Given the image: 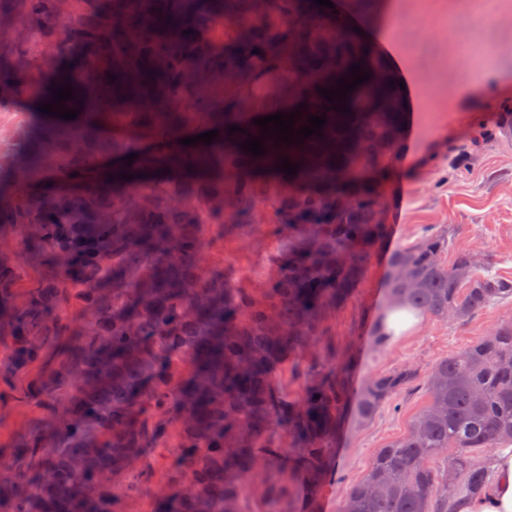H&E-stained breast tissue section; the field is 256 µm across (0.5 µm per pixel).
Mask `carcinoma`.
<instances>
[{
    "label": "carcinoma",
    "mask_w": 512,
    "mask_h": 512,
    "mask_svg": "<svg viewBox=\"0 0 512 512\" xmlns=\"http://www.w3.org/2000/svg\"><path fill=\"white\" fill-rule=\"evenodd\" d=\"M354 63L371 77L346 96V114L318 89L350 78ZM392 78L312 0H0V103L46 104L51 85L67 84L62 108L80 109L74 120L31 113L26 148L0 165V227L19 232H0V298L15 292L4 255L17 239L57 262L19 305H0V343L17 369L60 335L52 310L73 297L90 314L57 433L0 464L6 512H116L125 489L114 475L158 442L148 404L175 407L183 478L176 493L160 491L154 512H241V492L283 452L268 437L274 427L299 445L302 512H312L345 403L338 374L352 360L342 356L297 400L274 380L348 295L378 235L372 220L404 117ZM301 103L293 130L324 115L322 136L289 145L249 133L265 149L253 155L221 135L236 116L287 115ZM213 130L209 145L180 143ZM130 154L129 167L103 165ZM284 159L297 173L276 184L253 176ZM264 201L301 243L255 293L212 268L208 236ZM449 248L430 235L397 252L394 301L461 322L512 298V278L481 273L468 250L448 263ZM415 374L372 378L360 417ZM425 388V406L375 451L343 512H454L456 494L486 486L493 453L512 441V318L435 360Z\"/></svg>",
    "instance_id": "1"
}]
</instances>
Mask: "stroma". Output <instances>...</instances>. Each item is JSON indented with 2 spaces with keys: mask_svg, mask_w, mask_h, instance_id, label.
Returning a JSON list of instances; mask_svg holds the SVG:
<instances>
[{
  "mask_svg": "<svg viewBox=\"0 0 512 512\" xmlns=\"http://www.w3.org/2000/svg\"><path fill=\"white\" fill-rule=\"evenodd\" d=\"M394 44L404 66L421 81L420 110L402 141L421 157L406 172L396 158L381 190L378 241L369 251L362 275L348 296L330 309L315 345L293 355L278 387L289 398L332 370L339 354L353 357L342 377L348 403L332 440V476L321 486L316 512H342L351 488L368 472L376 449L402 436L424 405L423 374L436 359L485 335L502 316L512 315V301L490 307L465 322L423 318L421 325L385 347L374 336L388 304V273L394 253L430 235L447 237L452 248L473 252L489 273L512 278V138L501 129L502 98L490 96L479 75L494 62L512 82V0H400L375 34ZM478 131L489 132L482 147L471 144ZM286 231L271 205L259 204L240 223L214 231L210 250L217 269L237 285L261 291L276 275L277 247ZM12 264L17 274L13 303L28 285L55 267L52 257L19 242ZM62 333L49 345L47 361L21 369L9 366L0 346V461L25 448L35 436H50L58 408L73 389L64 368L71 349L82 339L87 313L75 301L55 312ZM419 374L398 389L369 420L356 403L370 378L405 366ZM176 477L171 449H145L136 464L116 478L132 485L119 512H149L158 493Z\"/></svg>",
  "mask_w": 512,
  "mask_h": 512,
  "instance_id": "1",
  "label": "stroma"
}]
</instances>
